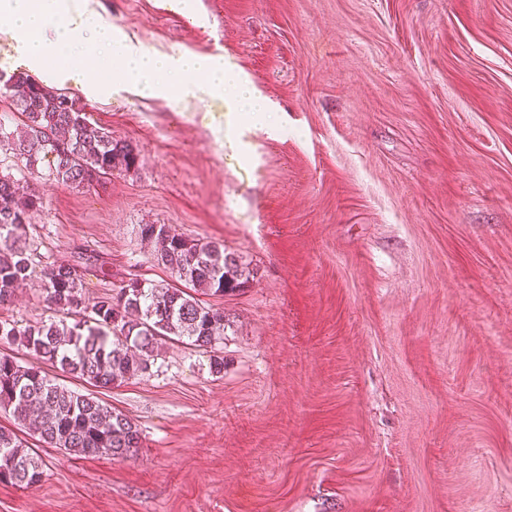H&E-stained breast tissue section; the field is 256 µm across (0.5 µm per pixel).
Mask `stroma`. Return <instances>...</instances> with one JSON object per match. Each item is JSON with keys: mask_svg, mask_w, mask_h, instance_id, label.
I'll return each mask as SVG.
<instances>
[{"mask_svg": "<svg viewBox=\"0 0 512 512\" xmlns=\"http://www.w3.org/2000/svg\"><path fill=\"white\" fill-rule=\"evenodd\" d=\"M149 51L224 56L271 121L126 86L84 99L139 163L40 181L33 268L160 283L139 227L220 241L224 371L164 343L101 391L117 462L28 438L0 512H512V0H90ZM243 143L245 152L231 149Z\"/></svg>", "mask_w": 512, "mask_h": 512, "instance_id": "stroma-1", "label": "stroma"}]
</instances>
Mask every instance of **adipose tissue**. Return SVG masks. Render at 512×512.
<instances>
[{"label":"adipose tissue","mask_w":512,"mask_h":512,"mask_svg":"<svg viewBox=\"0 0 512 512\" xmlns=\"http://www.w3.org/2000/svg\"><path fill=\"white\" fill-rule=\"evenodd\" d=\"M8 17L16 51L30 73L55 84H69L90 95L99 90V76L108 64L99 62L102 47L117 48L124 83L140 94L182 101H221L226 111L262 118L266 98L223 58H202L179 51L151 53L88 9L85 0H0V17ZM67 58L60 69L51 61Z\"/></svg>","instance_id":"1"}]
</instances>
